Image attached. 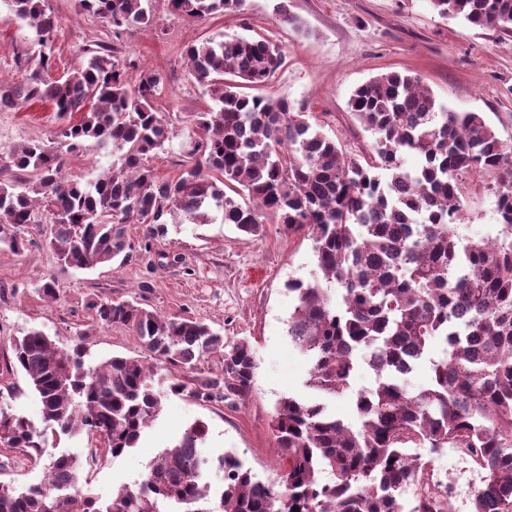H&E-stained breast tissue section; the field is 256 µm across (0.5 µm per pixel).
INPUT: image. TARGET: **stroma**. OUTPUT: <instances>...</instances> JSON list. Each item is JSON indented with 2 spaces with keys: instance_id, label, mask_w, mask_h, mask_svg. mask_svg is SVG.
Masks as SVG:
<instances>
[{
  "instance_id": "35a3bbf8",
  "label": "stroma",
  "mask_w": 512,
  "mask_h": 512,
  "mask_svg": "<svg viewBox=\"0 0 512 512\" xmlns=\"http://www.w3.org/2000/svg\"><path fill=\"white\" fill-rule=\"evenodd\" d=\"M57 18L53 35L56 72L77 66L86 48L114 45L131 62L130 77L153 71L163 81L155 106L170 128L162 150L148 165L161 178L175 176L193 150L201 131L195 115L210 102L192 77L183 55L191 42L213 35H265L282 48L285 62L256 94L287 99L312 113L323 132L339 140L347 152L369 150L373 137L352 118L347 101L370 77L388 71L418 76L439 102L457 112L482 113L499 137L512 145V37L440 17L428 0H246L244 11L192 19L170 12L154 0L149 24L113 38L105 19L84 13L79 0H46ZM299 17L307 34H297L279 21L280 11ZM36 35L16 19L9 0H0V86L22 80ZM62 121L52 105L19 102L0 106V150L36 140L56 145ZM108 146L89 140L65 154L67 177L93 181L111 168ZM464 218L456 230L462 237L496 236L497 197L486 176L467 177L463 185ZM127 235L135 249L125 260L88 270L62 267L43 231L29 227L21 252L0 245V409L42 422V403L23 372L10 370L14 338L32 328L44 331L59 348L84 342L85 363L94 366L115 356L147 360L148 353L131 329L91 324L94 300L131 301L165 316L193 318L220 333L225 343L247 340L257 363L252 391L246 399L204 403L183 393L168 395L157 419L137 446L112 457L92 456L98 437L47 438L40 463L0 451V481L17 486L39 483L44 466L60 453L85 459L83 476L94 495L108 498L117 489L136 487L160 448L174 443L197 420L208 427L198 450L207 480L224 484L218 460L236 454L254 480L279 481L272 420L277 401L304 393L307 359L288 335V319L296 296L288 284L309 281L316 271L313 242L267 222L260 235L241 233L235 225L213 220L184 224L171 217L164 235L151 249H141L143 227L131 224ZM59 284L57 298L44 297L48 279ZM434 477L454 488V512H470V491L480 474L454 449L432 462Z\"/></svg>"
}]
</instances>
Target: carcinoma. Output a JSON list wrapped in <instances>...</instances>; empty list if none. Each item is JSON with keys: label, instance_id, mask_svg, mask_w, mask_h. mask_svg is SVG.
Segmentation results:
<instances>
[{"label": "carcinoma", "instance_id": "carcinoma-1", "mask_svg": "<svg viewBox=\"0 0 512 512\" xmlns=\"http://www.w3.org/2000/svg\"><path fill=\"white\" fill-rule=\"evenodd\" d=\"M246 0H167L189 17L241 11ZM84 11L113 29L147 24L149 0H80ZM442 18L512 36V0H429ZM14 16L35 30L38 52L28 75L0 89V104L50 103L66 120L61 137L75 150L88 140L112 144L117 162L103 177L82 183L63 174V158L36 141L3 151L0 244L18 252L19 231L50 224L49 245L64 267L91 269L130 254L126 225L162 235L166 216L189 224L220 216L256 235L268 220L313 241L320 274L289 284L296 305L288 323L292 343L311 362L308 395L281 398L272 429L284 469L279 482L253 481L234 455L220 459V493L205 481L197 448L208 428L192 424L158 451L145 478L102 502L84 490L82 462L66 453L48 466L44 484L23 491L0 482V512H452L448 486L430 478L435 455L454 448L481 473L471 489L472 512H512V146L480 112L439 104L421 79L380 73L350 95L351 114L375 136L369 156L349 155L309 116L285 99L249 95L284 61L268 37H209L189 44L191 74L211 104L198 113L201 158L160 179L144 159L169 140L154 102L162 80L141 72L129 81L116 50L97 44L81 67L52 71L55 17L44 0H11ZM81 114L73 120L74 114ZM412 155L417 164L404 165ZM481 172L495 180V237L464 239L460 182ZM341 288L332 300L328 285ZM101 326L121 324L139 337L157 363L183 371L215 352L221 371L172 392L190 390L202 402L245 399L256 363L248 343L224 338L197 320L163 317L129 302L93 301ZM445 348L435 355L436 342ZM9 366L20 369L40 396L45 429L0 410V443L38 461L46 429L65 436L85 431L103 439L114 457L137 446L162 410L152 366L114 357L84 367L82 343L58 349L39 329L13 345ZM430 365L427 386L404 385L419 364ZM375 386L353 393L358 423L327 409L351 389L358 366Z\"/></svg>", "mask_w": 512, "mask_h": 512}]
</instances>
